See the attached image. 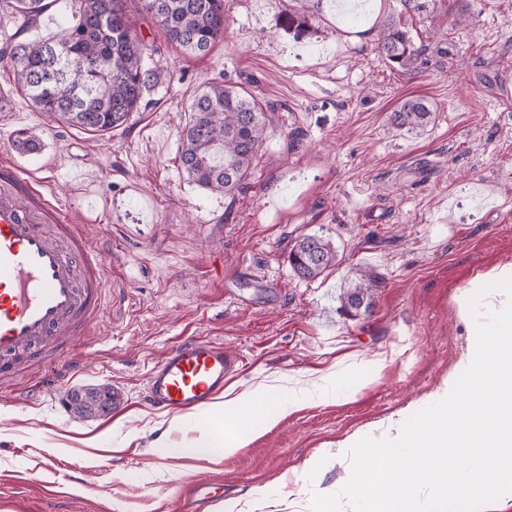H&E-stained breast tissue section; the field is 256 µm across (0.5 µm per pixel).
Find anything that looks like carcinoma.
Here are the masks:
<instances>
[{"mask_svg": "<svg viewBox=\"0 0 512 512\" xmlns=\"http://www.w3.org/2000/svg\"><path fill=\"white\" fill-rule=\"evenodd\" d=\"M56 0H13L25 25L0 41V64L13 67L25 100L56 120L88 132H104L123 125L145 95L166 83L167 69L151 61L160 52L133 33L137 18L127 0H77V21L57 41L30 42L25 26L34 24ZM138 13L157 24L167 41L185 53L206 55L224 37V0H141ZM377 49L402 69L410 68L422 51L409 32L388 21L377 34ZM434 119L429 101L419 96L403 100L391 113L397 129L423 132ZM270 118L247 90L212 82L195 93L181 134V166L198 187L226 196L242 190L254 160L266 140ZM42 148L40 138L20 132L16 149L32 154ZM300 279L311 281L336 267L332 241L305 234L288 256ZM378 280L361 273L341 298L350 316L368 310ZM112 401V388L75 390L69 404L81 418L99 414Z\"/></svg>", "mask_w": 512, "mask_h": 512, "instance_id": "carcinoma-1", "label": "carcinoma"}]
</instances>
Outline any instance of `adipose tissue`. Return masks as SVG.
Wrapping results in <instances>:
<instances>
[{
	"label": "adipose tissue",
	"instance_id": "1",
	"mask_svg": "<svg viewBox=\"0 0 512 512\" xmlns=\"http://www.w3.org/2000/svg\"><path fill=\"white\" fill-rule=\"evenodd\" d=\"M217 413L229 414L238 422L236 434L227 436L208 427L200 428L186 452L190 455L218 459L241 448L260 422H268L286 413V406L268 387H260L215 402Z\"/></svg>",
	"mask_w": 512,
	"mask_h": 512
}]
</instances>
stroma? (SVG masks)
<instances>
[{
  "label": "stroma",
  "instance_id": "1",
  "mask_svg": "<svg viewBox=\"0 0 512 512\" xmlns=\"http://www.w3.org/2000/svg\"><path fill=\"white\" fill-rule=\"evenodd\" d=\"M369 0L360 16L334 0L310 7L308 31L285 28L295 0H224V38L183 55L139 23L170 79L122 126L88 133L28 106L0 67V155L83 225L106 256L112 311L75 342L58 383L27 375L0 386V512H313L312 496L351 475L343 444L428 406L469 351L470 282L512 265V0ZM394 19L427 50L409 69L376 49ZM248 89L271 123L246 187L227 197L189 182L179 144L195 91ZM420 95L426 131L390 113ZM40 153L14 154L18 130ZM329 237L339 263L294 276L305 234ZM378 275L372 309L346 315L340 295ZM190 337L244 360L224 386L274 385L290 410L220 462L186 455L202 409L173 416L146 398L147 377ZM108 384L116 413L80 419L75 389ZM179 425H172V418Z\"/></svg>",
  "mask_w": 512,
  "mask_h": 512
}]
</instances>
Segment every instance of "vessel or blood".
I'll return each instance as SVG.
<instances>
[{
	"label": "vessel or blood",
	"instance_id": "1",
	"mask_svg": "<svg viewBox=\"0 0 512 512\" xmlns=\"http://www.w3.org/2000/svg\"><path fill=\"white\" fill-rule=\"evenodd\" d=\"M52 206L10 161L0 162V379L14 377L19 363L64 355L112 307L103 253L65 216L44 224ZM239 367L223 344L182 342L151 370L149 401L169 411L202 409Z\"/></svg>",
	"mask_w": 512,
	"mask_h": 512
}]
</instances>
